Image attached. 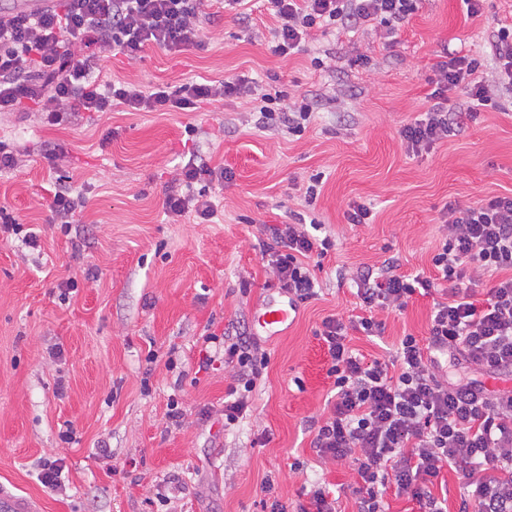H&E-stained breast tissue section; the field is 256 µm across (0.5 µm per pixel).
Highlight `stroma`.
<instances>
[{"mask_svg": "<svg viewBox=\"0 0 512 512\" xmlns=\"http://www.w3.org/2000/svg\"><path fill=\"white\" fill-rule=\"evenodd\" d=\"M502 23H512V0H486L478 18L461 0H420L394 42L373 31L319 32L286 62L271 53L275 20L255 0L246 17L221 12L198 47H152L136 60L101 54L108 79L148 87L245 75L314 101L299 136L258 128L250 97L196 112L117 108L62 126L33 112L0 116V139L22 149L17 167L0 173V205L39 233L35 249L0 240V484L38 496L44 512H260L270 475L288 504L324 481L350 512L349 463L321 464L310 446L307 421L334 394L315 331L328 315L356 314L357 268L395 255L402 271L431 272L445 206L512 192L511 91L499 93L504 110L485 109L428 151L408 153L400 136L430 104L443 48L481 59L485 77H495L491 35ZM355 48L369 67L351 65ZM49 144L63 148L56 159L44 155ZM194 153L233 179L213 192V222L190 214L172 224L164 190ZM317 173L322 191L307 208L299 189ZM67 176L86 184L88 203L77 223L54 224L49 204ZM353 201L372 206L373 223H346ZM298 213L324 224L336 249L314 272L317 300L271 338L254 326L256 307L281 290L260 253V229ZM70 278L78 288L63 293ZM432 304L420 296L403 312H381L384 335L353 333L352 346L386 357L403 334L426 336ZM230 323L270 363L246 417L228 428L231 368L201 360L212 349L207 334ZM174 403L183 411L177 424L168 417ZM47 461L61 466V488L41 483Z\"/></svg>", "mask_w": 512, "mask_h": 512, "instance_id": "stroma-1", "label": "stroma"}]
</instances>
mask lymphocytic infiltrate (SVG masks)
Here are the masks:
<instances>
[{
    "label": "lymphocytic infiltrate",
    "instance_id": "lymphocytic-infiltrate-1",
    "mask_svg": "<svg viewBox=\"0 0 512 512\" xmlns=\"http://www.w3.org/2000/svg\"><path fill=\"white\" fill-rule=\"evenodd\" d=\"M215 0H46L33 12L0 10V115L33 109L46 123H72L83 112H195L227 97L259 95L257 124L287 126L298 135L313 108L285 104L283 92L258 93L247 78L162 84L146 90L97 76L102 51L127 58L148 47L176 53L198 46L205 23L214 21ZM276 20L273 52L288 58L314 31L376 26L392 42L418 9V0H266ZM480 59L442 49L431 105L400 131L407 152L420 153L476 120L492 99ZM467 93V105L450 109L448 94ZM231 171L191 156L178 185L165 192L169 223L187 214L209 221L217 206L214 184ZM263 253L288 298H317L311 263L334 247L317 222L267 224ZM433 275L403 273L398 257L379 269L357 270L352 280L361 312L350 319L325 317L317 334L330 361L335 399L327 414L312 418L311 442L323 463L350 462L354 512H387L388 489L416 503L418 512H448L433 488L443 470L463 471L472 489L457 512H512V391H489L484 377L512 376V194L449 206L443 234L431 258ZM495 282L485 296L477 288ZM441 293L426 338L405 334L387 358L372 360L352 348L349 334L382 335V311H404L417 296ZM221 342L234 382L224 403V423L243 418L270 358L233 329L209 334ZM475 371L465 382L448 379L450 368Z\"/></svg>",
    "mask_w": 512,
    "mask_h": 512
}]
</instances>
